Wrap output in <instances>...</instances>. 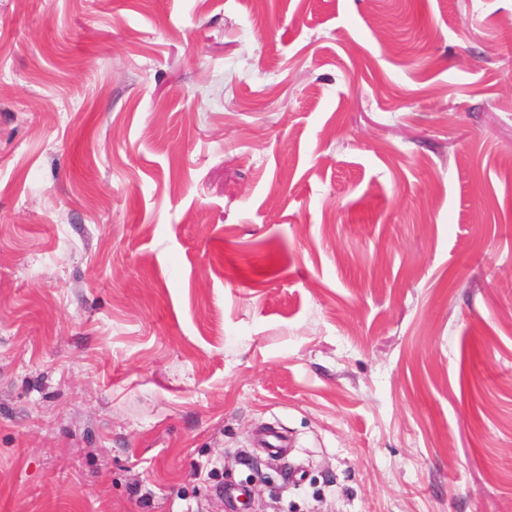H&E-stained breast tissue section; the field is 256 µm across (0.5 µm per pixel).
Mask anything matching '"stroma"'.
<instances>
[{
	"mask_svg": "<svg viewBox=\"0 0 512 512\" xmlns=\"http://www.w3.org/2000/svg\"><path fill=\"white\" fill-rule=\"evenodd\" d=\"M0 512H512V0H0Z\"/></svg>",
	"mask_w": 512,
	"mask_h": 512,
	"instance_id": "obj_1",
	"label": "stroma"
}]
</instances>
